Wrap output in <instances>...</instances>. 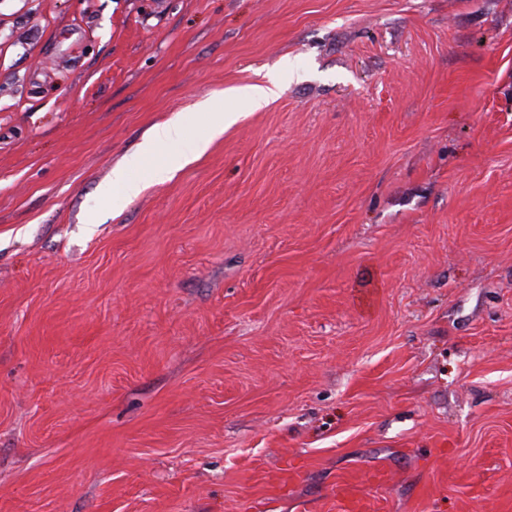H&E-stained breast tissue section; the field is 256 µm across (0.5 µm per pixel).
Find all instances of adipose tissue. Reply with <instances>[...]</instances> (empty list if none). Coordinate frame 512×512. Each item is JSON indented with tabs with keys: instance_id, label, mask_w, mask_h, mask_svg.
Masks as SVG:
<instances>
[{
	"instance_id": "adipose-tissue-1",
	"label": "adipose tissue",
	"mask_w": 512,
	"mask_h": 512,
	"mask_svg": "<svg viewBox=\"0 0 512 512\" xmlns=\"http://www.w3.org/2000/svg\"><path fill=\"white\" fill-rule=\"evenodd\" d=\"M198 108L201 112L208 115L209 135L206 138L183 144L180 158L184 161L204 154L209 148L212 139L223 134L224 130L233 126L240 118L239 113L230 107L225 108L221 112H213L210 111L208 103L202 102L199 103ZM190 119V113L186 112L159 125L152 136L137 151L128 155L123 163L113 168L110 182L101 190L102 195L111 199L113 210H121L127 200L142 191L143 184L140 180L136 179V171L152 165L160 152L161 146L178 139L183 126Z\"/></svg>"
}]
</instances>
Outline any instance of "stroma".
Listing matches in <instances>:
<instances>
[{
	"mask_svg": "<svg viewBox=\"0 0 512 512\" xmlns=\"http://www.w3.org/2000/svg\"><path fill=\"white\" fill-rule=\"evenodd\" d=\"M205 99L239 121L113 212ZM347 474L512 512V0H0V512H340ZM285 71L290 77L298 74L290 65L287 66L285 63L277 72L268 76L265 85H249L242 87L237 90L236 95L249 99L256 109L261 108L278 95L281 79ZM201 112H184L183 115L159 125L152 136L146 140L137 151L128 155L124 162L112 169V177L102 190V195L112 200V210L120 211L127 200L138 195L143 189V183L134 177V173L149 165L157 158L160 147L179 138L183 126L192 120L191 116L208 114L209 134L203 139L184 143L180 152L183 161H189L204 154L211 142L224 133L240 118V113L232 107L225 108L224 112H208L209 104L202 102L197 105Z\"/></svg>",
	"mask_w": 512,
	"mask_h": 512,
	"instance_id": "obj_1",
	"label": "stroma"
}]
</instances>
